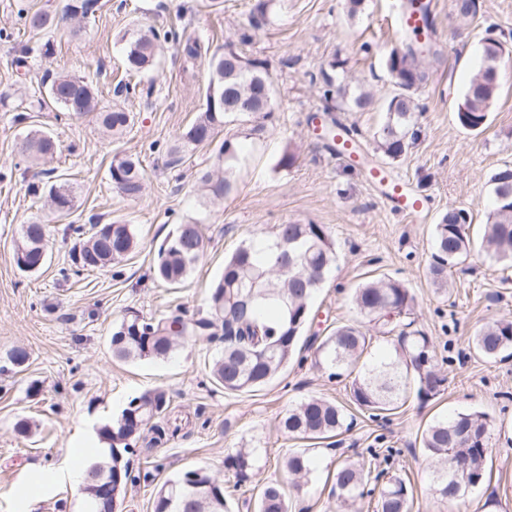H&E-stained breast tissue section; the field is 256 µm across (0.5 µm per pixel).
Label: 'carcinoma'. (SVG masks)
Wrapping results in <instances>:
<instances>
[{
    "label": "carcinoma",
    "instance_id": "1",
    "mask_svg": "<svg viewBox=\"0 0 512 512\" xmlns=\"http://www.w3.org/2000/svg\"><path fill=\"white\" fill-rule=\"evenodd\" d=\"M96 0H73L66 14L84 17ZM272 0H255L250 24L258 27L267 19ZM454 9L462 19H474L480 8L475 0H454ZM23 25L34 31H47L58 26L56 15L47 10H27L21 14ZM160 33L152 27L138 29L126 38V66L143 72L155 64ZM443 53L434 36L433 21L427 20V33L402 35L401 46L391 51L387 67L395 92L383 103V122L372 134L376 150L395 162L402 159L418 140L415 91L429 72L442 63ZM342 62L333 60L319 72L320 90L326 111H331L334 97L341 96L337 68ZM210 77L205 91L204 107L194 121L178 136L170 154L179 164L184 155L214 139L219 127L233 124L238 132L224 138L219 147L218 164L200 173L197 184L202 194L217 201L233 190L232 175L239 162L240 139L261 135L265 121L272 116L273 80L265 61L245 56L232 42L224 43L221 53L211 57ZM482 71L469 80L462 105L457 112L460 125L471 132L487 127L489 103L480 85ZM47 97L66 112L78 115L95 113L99 127L113 135L122 133L130 124V113L121 108L101 111L97 108L92 84L68 73L56 76L47 89ZM25 156L38 161L55 148L50 135L40 130L25 136ZM505 165L491 176L494 208L485 224L480 247L484 253L512 267V184L500 183ZM112 186L126 198L137 199L145 191L138 160L120 157L109 167ZM47 199L57 200L59 215L74 207L68 186L51 182ZM471 218L464 209L450 207L434 228L430 263L432 282L448 287V271L470 256L474 240L469 229ZM81 238L73 248L74 263L88 271L95 267L87 260L107 259V265L119 263L138 246V235L132 224L111 222L92 224L79 231ZM45 225L25 224L16 248V263L21 270L32 271L42 254ZM273 252L263 257L256 242L239 247L224 260V271L210 290L207 314L186 318L177 311L166 316L146 318L134 314L121 321L112 333V354L124 360L167 358L187 339L204 337L223 344L222 352L213 358L210 373L214 383L228 393L253 392L267 385L283 372L296 353L301 333L307 326L316 290L324 282L336 261V248L327 227L322 224L289 222L276 227L267 239ZM206 250L202 225L181 224L165 238L157 250L153 270L156 277L169 285L186 281ZM360 315L381 328V333L397 332L389 351L370 355L372 337L361 328L343 324L325 337L314 352L315 365L330 379H349V396L356 410L371 418L392 414L401 408L411 393L428 400L444 390L447 381L435 359V347L425 333L412 329L414 298L401 281L374 278L359 284L352 295ZM473 347L477 354L489 358L512 356V320L502 318L488 323L476 334ZM170 398L161 388L148 390L130 400L112 424L104 426L100 436L109 444L107 452L92 464L86 475L101 472L121 474L123 484L117 500L123 502L128 486L139 477L132 474L125 456L133 452L138 441L157 447L165 441L166 430L160 424ZM354 414L345 406L310 396L288 410L280 422L288 436L308 440H326L351 431ZM491 420L477 409H465L452 417L431 423L422 434V447L435 460L432 490L435 497L448 503L466 496L469 489L485 478V465L490 448ZM255 448H238L224 459L239 481L255 476ZM293 478L294 487L303 489L309 483L313 462L304 452H292L282 461ZM387 477L377 500V512H410L411 487L400 477ZM215 479L205 468L184 471L166 481L158 491L153 512H230L223 486L211 487ZM332 492L338 507H352L357 500L374 493L368 487L364 463L343 462L333 473ZM256 512H290L284 487L277 482L259 485Z\"/></svg>",
    "mask_w": 512,
    "mask_h": 512
}]
</instances>
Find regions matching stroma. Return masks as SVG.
Here are the masks:
<instances>
[{
  "instance_id": "1",
  "label": "stroma",
  "mask_w": 512,
  "mask_h": 512,
  "mask_svg": "<svg viewBox=\"0 0 512 512\" xmlns=\"http://www.w3.org/2000/svg\"><path fill=\"white\" fill-rule=\"evenodd\" d=\"M395 3L364 0L352 17L346 0H274L265 24L241 47L247 57L269 65L274 119L264 134L243 141L232 192L211 204L199 196L197 174L216 165L219 146L235 126L218 128L212 142L178 166L170 165L167 150L202 110L209 59L225 42L238 41L253 0H98L95 13L74 32L66 26L32 32L17 17L20 5L57 13L64 0H0V512H84L83 481L69 476L66 455L132 398L156 387L167 391L175 413L191 415L192 431L129 455L141 479L129 489L123 512H152L165 481L198 467L223 480L233 512H254L256 482L238 481L224 466L225 456L238 448L256 449L259 480L284 485L291 479L283 458L308 449L314 471L308 488L292 494V512H336L329 471L372 448L379 454L374 467L410 484L412 512H481L490 496L499 512H512V358L488 360L472 349L486 322L512 319V271L503 272L476 250L449 272L447 288H435L429 275L438 219L448 207L465 209L473 235H480L494 203L490 177L512 165V59L499 64L488 128L469 134L455 120L468 80L482 65L484 38L512 48V0H481L478 17L468 21L454 13L453 0H438L433 20L445 63L415 93L418 141L403 159L386 164L428 198V210L418 217L392 213L361 171L331 155L311 129L313 117L323 113L311 78L335 57L345 62L346 84L370 90L377 101L365 112H342L341 121L365 133L379 125V104L393 89L386 62L399 42ZM137 25L177 38L162 42L155 68L140 74L129 95L122 91L129 77L118 35ZM190 38L201 45L191 62L182 53ZM48 41L53 53L46 56L41 48ZM61 72L91 82L100 109L129 112L127 130L105 135L92 115L51 104L43 78ZM33 128L57 141L53 157L37 164L18 150ZM287 150L295 154V165L276 169ZM117 156L139 159L146 179L140 199L113 189L109 167ZM50 170L73 190L75 207L67 216L56 217L47 205ZM94 220L135 225L139 246L120 264L80 272L70 257L78 240L74 229ZM34 221L46 226L48 260L38 272L26 273L16 265L15 250L22 226ZM188 222L202 224L206 252L184 283L169 286L155 279L154 256L177 225ZM288 222L328 227L337 262L312 300L302 350L278 377L253 392H224L209 377L219 347L204 339L190 340L165 359L113 356L112 329L124 316L160 317L178 307L206 312L225 256ZM381 275L410 288L414 327L431 338L443 362L445 392L432 400L410 398L387 421L358 418L351 432L331 444L283 435L281 417L306 397L348 404L345 382L315 367L314 346L336 326L359 322L351 290ZM18 346L28 352L20 368L7 359ZM467 407L490 415L493 452L483 483L461 503L443 504L431 492L432 463L421 436L434 419ZM22 419L32 425L25 437L15 431Z\"/></svg>"
}]
</instances>
